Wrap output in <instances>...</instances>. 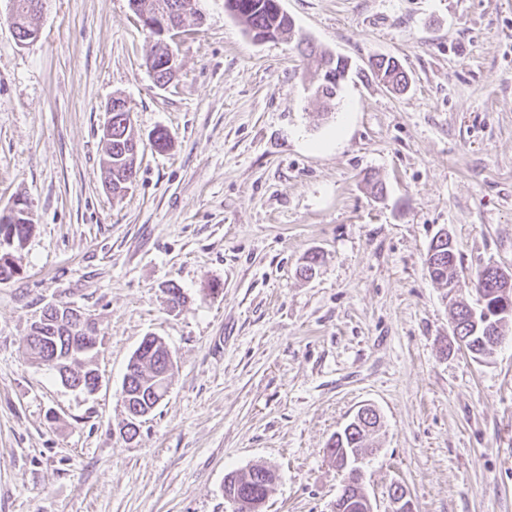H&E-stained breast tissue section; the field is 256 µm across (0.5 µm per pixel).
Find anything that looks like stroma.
<instances>
[{
	"mask_svg": "<svg viewBox=\"0 0 512 512\" xmlns=\"http://www.w3.org/2000/svg\"><path fill=\"white\" fill-rule=\"evenodd\" d=\"M281 5L349 59L332 103L295 42L253 40L224 0L186 19L164 89L129 0H48L24 45L0 0V209L27 198L33 224L0 281V512H230L225 476L257 465L279 475L264 512H332L325 448L364 405L382 419L362 462L376 512L396 481L414 512H512V341L474 358L452 319L478 271L512 270V0ZM115 95L140 145L118 198L100 175ZM442 229L450 302L425 265ZM58 301L96 323L93 394L23 353ZM149 335L176 367L129 440L123 378ZM392 59L382 57L376 62V69L371 68V71L378 77L380 73H383L384 76L389 75L392 78L393 87L397 91H404L408 87L409 76L405 70L399 69L396 63L392 62ZM448 256H445L444 261L434 270L431 274L429 273L431 279L439 284L442 288H454L455 286V277H456V267L457 261H448V257H452L455 252V246L453 240L450 238L448 243Z\"/></svg>",
	"mask_w": 512,
	"mask_h": 512,
	"instance_id": "35a3bbf8",
	"label": "stroma"
}]
</instances>
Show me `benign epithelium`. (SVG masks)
<instances>
[{
  "label": "benign epithelium",
  "mask_w": 512,
  "mask_h": 512,
  "mask_svg": "<svg viewBox=\"0 0 512 512\" xmlns=\"http://www.w3.org/2000/svg\"><path fill=\"white\" fill-rule=\"evenodd\" d=\"M184 16H194L198 21H203L204 15L199 8V0H179L178 4L167 6L163 10L153 15H138L140 23L145 31L150 33L153 41V52L146 58V67L152 76L156 79V84L164 87L168 84L166 80H157L158 68L157 62L166 61L167 58L177 57L173 49V44L180 37V27L176 24L177 14ZM489 287L500 289L502 300L495 309L496 316L500 317V322H505L512 318V296L509 295V288L512 287V274L498 269L497 280L490 283ZM56 308L67 309V314L76 321L75 332L87 337L96 338L97 331L93 319L82 309L75 305L55 302ZM381 417L378 411L370 406H362L354 418L355 426L366 433H372L379 427ZM336 453L343 455V469L349 471V479L343 482L341 491L336 498L333 512H342L346 508L354 512H374L372 501L362 484V471L359 464L362 462L361 453L343 452L341 449H326V453ZM388 498L391 504V512H413L411 500L405 486L400 482H394L388 490Z\"/></svg>",
  "instance_id": "obj_1"
}]
</instances>
